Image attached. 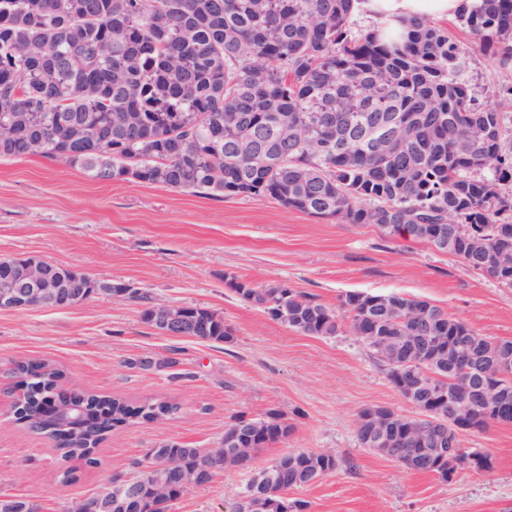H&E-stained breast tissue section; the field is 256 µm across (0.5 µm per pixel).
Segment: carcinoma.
Returning a JSON list of instances; mask_svg holds the SVG:
<instances>
[{"label": "carcinoma", "mask_w": 512, "mask_h": 512, "mask_svg": "<svg viewBox=\"0 0 512 512\" xmlns=\"http://www.w3.org/2000/svg\"><path fill=\"white\" fill-rule=\"evenodd\" d=\"M354 0H0V157L29 153L62 161L87 176L134 179L183 192L271 198L313 216L372 224L387 236L411 227L414 241L451 254L471 270L512 287V96L475 102L460 78V49L439 24L408 23L405 42L390 46L372 33L350 29ZM458 20L485 50L512 63V0H481ZM423 112L427 121L399 130L403 146L389 160L355 136L353 123L386 113ZM347 135L343 148L334 143ZM485 139L480 154L457 149ZM448 225L444 243L429 225ZM55 280L79 278L86 290L110 288L143 305L151 323L158 305L149 293L122 281L101 282L57 264ZM233 291L268 315L310 336L345 329L387 366L401 390L409 371L438 375L434 387L450 391L457 373L416 348L414 320L423 315L435 348L448 350L456 336L475 338L488 351H512V340L482 336L427 300L400 293L349 292L333 309L287 285L255 288L235 279ZM186 335L200 341L233 339L224 317L189 306ZM7 374L22 396L15 417L50 439L67 435L64 456L97 464L94 449L113 429L170 418L174 401L133 407L92 392L81 396L86 425L60 429L53 390L64 371L48 360H18ZM482 406L458 418L463 431L512 423ZM393 457L403 466L449 481L448 460L431 468L414 444L424 421L390 412ZM241 441L227 468H243L261 444L290 434L280 412L239 427ZM149 455L173 458L189 469L205 449L162 442ZM307 467L325 476L338 466L330 451H298ZM272 495L264 512H306L309 503L285 498L292 484L266 467Z\"/></svg>", "instance_id": "1"}]
</instances>
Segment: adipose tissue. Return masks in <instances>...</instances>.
Masks as SVG:
<instances>
[{
    "mask_svg": "<svg viewBox=\"0 0 512 512\" xmlns=\"http://www.w3.org/2000/svg\"><path fill=\"white\" fill-rule=\"evenodd\" d=\"M475 0H357L356 9L369 22V30L384 43L398 44L407 34L408 20L434 22L457 16Z\"/></svg>",
    "mask_w": 512,
    "mask_h": 512,
    "instance_id": "1",
    "label": "adipose tissue"
}]
</instances>
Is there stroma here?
<instances>
[{"instance_id":"35a3bbf8","label":"stroma","mask_w":512,"mask_h":512,"mask_svg":"<svg viewBox=\"0 0 512 512\" xmlns=\"http://www.w3.org/2000/svg\"><path fill=\"white\" fill-rule=\"evenodd\" d=\"M463 57L462 79L489 95L512 85L457 19L445 21ZM34 257L95 278H112L156 299L217 312L232 342L212 344L160 334L139 303L96 296L63 308L0 310V495L37 500L44 512H67L100 491L134 460L166 441L214 446L235 417L281 412L291 426L282 442L261 448L250 468L220 472L190 488L171 512H229L251 470L298 450L333 452L339 464L289 498L308 512H512V424L463 434L465 448L487 455L490 470L452 480L406 469L363 448L361 410L416 408L392 387L384 364L355 337L306 336L241 299L230 279L257 288L285 284L336 307L349 291L402 293L459 318L480 334L512 340V288L478 274L425 242L384 236L282 206L270 198L213 197L135 180L101 182L37 155L0 158V258ZM163 370L134 367L140 357H169ZM49 359L79 390L180 404L176 419L116 430L96 465L77 463L74 483L51 440L17 423L20 389L5 375L11 361Z\"/></svg>"}]
</instances>
